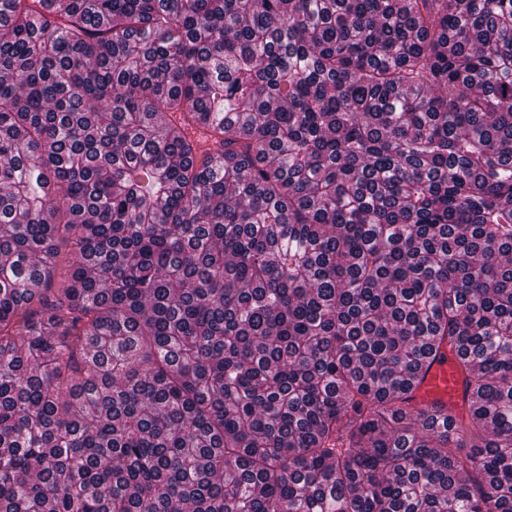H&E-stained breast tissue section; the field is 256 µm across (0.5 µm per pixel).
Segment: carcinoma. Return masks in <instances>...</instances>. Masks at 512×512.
I'll return each instance as SVG.
<instances>
[{
	"label": "carcinoma",
	"instance_id": "carcinoma-1",
	"mask_svg": "<svg viewBox=\"0 0 512 512\" xmlns=\"http://www.w3.org/2000/svg\"><path fill=\"white\" fill-rule=\"evenodd\" d=\"M0 512H512V0H0ZM411 405L460 416L465 406V381L455 352L448 348L428 358L425 368L414 379Z\"/></svg>",
	"mask_w": 512,
	"mask_h": 512
}]
</instances>
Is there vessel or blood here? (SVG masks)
I'll use <instances>...</instances> for the list:
<instances>
[{
    "label": "vessel or blood",
    "mask_w": 512,
    "mask_h": 512,
    "mask_svg": "<svg viewBox=\"0 0 512 512\" xmlns=\"http://www.w3.org/2000/svg\"><path fill=\"white\" fill-rule=\"evenodd\" d=\"M465 381L455 352L443 349L430 356L414 379L411 404L427 410L442 409L461 415L465 406Z\"/></svg>",
    "instance_id": "1"
}]
</instances>
